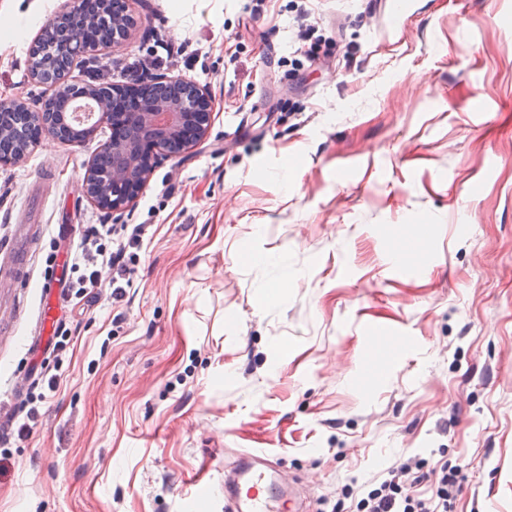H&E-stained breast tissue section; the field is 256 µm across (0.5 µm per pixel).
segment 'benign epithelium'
I'll list each match as a JSON object with an SVG mask.
<instances>
[{
  "label": "benign epithelium",
  "mask_w": 512,
  "mask_h": 512,
  "mask_svg": "<svg viewBox=\"0 0 512 512\" xmlns=\"http://www.w3.org/2000/svg\"><path fill=\"white\" fill-rule=\"evenodd\" d=\"M151 80L170 86L173 99L149 106L128 101L98 112L97 123L112 129L106 147L124 159L99 183L91 180L94 164L85 169L82 186L102 209L116 212L134 202L162 161L204 139L210 127L212 101L206 88L197 86L186 98L181 94L185 80L165 74H155Z\"/></svg>",
  "instance_id": "benign-epithelium-1"
}]
</instances>
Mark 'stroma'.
Returning a JSON list of instances; mask_svg holds the SVG:
<instances>
[{"label": "stroma", "instance_id": "1", "mask_svg": "<svg viewBox=\"0 0 512 512\" xmlns=\"http://www.w3.org/2000/svg\"><path fill=\"white\" fill-rule=\"evenodd\" d=\"M248 2L129 0L122 44L75 60L68 82L108 61L124 85L163 40L211 93L208 135L132 208L83 191L104 125L0 168V249L24 215L39 236L0 300V512H224L248 449L307 512H356L408 459L455 467L452 512H512V0H405L397 25L389 0H316L314 62L288 32L296 0ZM64 6L0 10V102L50 95L28 51ZM103 224L115 243L147 227L125 295L59 289L38 335L47 266L76 279Z\"/></svg>", "mask_w": 512, "mask_h": 512}]
</instances>
